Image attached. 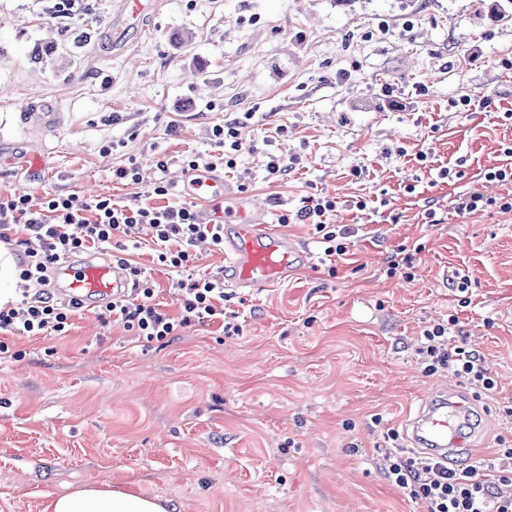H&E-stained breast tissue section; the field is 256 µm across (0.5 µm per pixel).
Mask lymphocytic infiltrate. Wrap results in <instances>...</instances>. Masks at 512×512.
I'll return each mask as SVG.
<instances>
[{"label":"lymphocytic infiltrate","instance_id":"lymphocytic-infiltrate-1","mask_svg":"<svg viewBox=\"0 0 512 512\" xmlns=\"http://www.w3.org/2000/svg\"><path fill=\"white\" fill-rule=\"evenodd\" d=\"M244 127V121L237 118L214 125V151L187 156L186 169L210 172L234 168L233 154L242 145ZM504 154L507 163L486 170L481 186L457 194L458 214L495 204L502 211H512V202L498 203L487 192L489 186L512 183V147ZM153 193L162 198V206L119 205L105 195L72 193L38 201L27 194L0 195V229L21 228L27 238L37 242L36 247L25 249L19 263L18 278L25 285L21 300L0 305V333L29 338L66 335L83 305L60 301L47 292L51 267L75 254L105 248L114 239L144 234L155 245L157 264L179 277L178 311L171 314L163 310L155 301L156 283L147 278L141 267L125 259L121 265L132 286L104 303L103 318L112 319L149 341H171L191 325L216 321L225 335L239 334V325L226 319L224 303L228 296L220 274L197 276L192 271L197 242L207 240L214 247L223 248L224 235L219 225L200 223L195 205L171 202L170 182H156ZM335 209V200L309 195L295 215L279 217L283 224L297 220L312 225L321 246L318 262L331 276L337 273V258L347 253L343 240L349 235L348 230L331 224ZM457 324V318L452 317L447 323L424 329L425 342L418 350L423 373L432 375L446 370L468 384L494 390L496 381L478 354L463 346L446 348L444 339ZM384 471L389 482L406 489L412 499L425 505L426 512H512V494L500 491L501 486L512 484V448L499 449L494 458H481L458 470L431 458L416 462L407 450L398 448L385 452Z\"/></svg>","mask_w":512,"mask_h":512}]
</instances>
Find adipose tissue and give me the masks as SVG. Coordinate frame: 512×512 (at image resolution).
<instances>
[{
	"label": "adipose tissue",
	"instance_id": "1",
	"mask_svg": "<svg viewBox=\"0 0 512 512\" xmlns=\"http://www.w3.org/2000/svg\"><path fill=\"white\" fill-rule=\"evenodd\" d=\"M49 512H169V503L109 488L75 489L57 496Z\"/></svg>",
	"mask_w": 512,
	"mask_h": 512
}]
</instances>
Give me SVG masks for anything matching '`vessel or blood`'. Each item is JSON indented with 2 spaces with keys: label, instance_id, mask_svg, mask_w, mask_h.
<instances>
[{
  "label": "vessel or blood",
  "instance_id": "1",
  "mask_svg": "<svg viewBox=\"0 0 512 512\" xmlns=\"http://www.w3.org/2000/svg\"><path fill=\"white\" fill-rule=\"evenodd\" d=\"M176 183L188 199L202 203V223L223 227L226 288L255 291L287 280L298 249L268 222L267 206H250L248 220L232 222L221 207L225 196L221 174L199 177L184 170ZM55 276L62 281L61 294L77 300L89 296L108 299L130 285L120 264L115 262L77 267L63 263L56 267ZM471 405L470 397L457 393L425 396L409 423V444L428 456L452 463L469 459L477 431L463 429L461 420L470 414Z\"/></svg>",
  "mask_w": 512,
  "mask_h": 512
}]
</instances>
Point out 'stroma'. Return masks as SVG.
Returning <instances> with one entry per match:
<instances>
[{"label": "stroma", "mask_w": 512, "mask_h": 512, "mask_svg": "<svg viewBox=\"0 0 512 512\" xmlns=\"http://www.w3.org/2000/svg\"><path fill=\"white\" fill-rule=\"evenodd\" d=\"M501 2L153 0L133 23L123 0H91L92 40L74 52L57 36L42 66L30 60L49 30L41 0H0V194L20 192L10 156L24 146L45 162L34 198L154 206L156 179L175 180L183 155L210 150L214 125L249 112L225 207L251 198L293 213L319 193L351 230L331 277L310 225H278L305 258L287 281L232 295L237 335L195 325L149 342L92 308L68 335L7 337L0 512H46L103 484L174 512H423L382 458L423 396L466 388L418 364L423 329L451 316L449 346L466 341L497 382L481 397L476 454L512 442V211L454 210L512 146ZM388 94L406 110L384 109ZM29 112L57 122L34 126ZM112 142L120 151L103 154ZM271 154L299 162L273 181ZM130 156L136 185L112 178ZM401 247L414 254L408 279L389 273Z\"/></svg>", "instance_id": "35a3bbf8"}]
</instances>
